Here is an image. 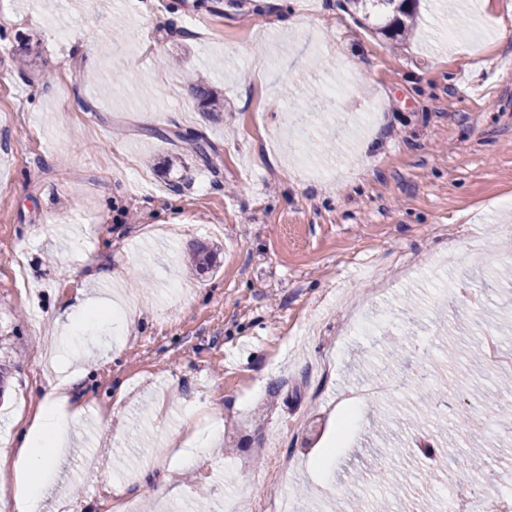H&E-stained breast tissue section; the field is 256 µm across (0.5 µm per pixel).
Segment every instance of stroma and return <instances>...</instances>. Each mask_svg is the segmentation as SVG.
Wrapping results in <instances>:
<instances>
[{
  "mask_svg": "<svg viewBox=\"0 0 512 512\" xmlns=\"http://www.w3.org/2000/svg\"><path fill=\"white\" fill-rule=\"evenodd\" d=\"M345 3L0 0V453L50 385L80 377L58 407L81 417L43 512H111L116 485L157 512H207L203 486L261 502L267 442L297 512H326L325 457L338 500L378 493L351 477L382 452L385 414L403 424L400 506L437 504L444 483L415 448L452 431L454 492L469 493L488 408L512 418L485 355L491 338L512 359V282L497 278L512 266L498 206L512 197V0L477 19L466 0H418L400 41ZM188 69L223 112L203 114ZM339 76L344 93L303 113ZM89 299L133 315L104 312L61 344ZM463 321L471 351L452 361L447 328ZM394 340L403 355L381 371ZM378 383L390 398L360 402L337 434L348 394ZM441 387L450 408L417 423ZM213 424L216 451L178 466L170 436Z\"/></svg>",
  "mask_w": 512,
  "mask_h": 512,
  "instance_id": "1",
  "label": "stroma"
}]
</instances>
